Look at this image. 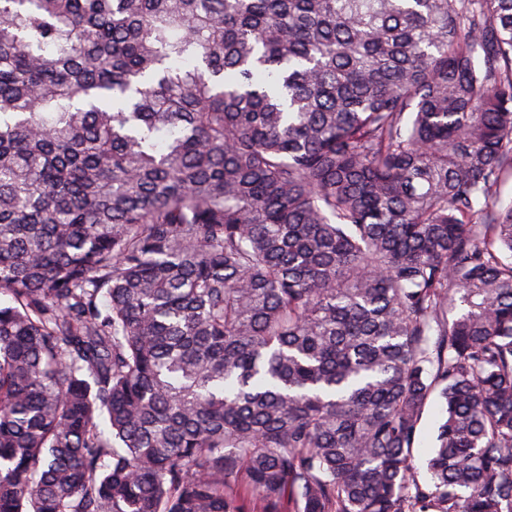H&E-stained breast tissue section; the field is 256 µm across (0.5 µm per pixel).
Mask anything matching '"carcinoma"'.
Returning <instances> with one entry per match:
<instances>
[{
	"instance_id": "carcinoma-1",
	"label": "carcinoma",
	"mask_w": 512,
	"mask_h": 512,
	"mask_svg": "<svg viewBox=\"0 0 512 512\" xmlns=\"http://www.w3.org/2000/svg\"><path fill=\"white\" fill-rule=\"evenodd\" d=\"M509 181L512 0H0V512H512ZM438 417V408L436 402L431 400L424 412L419 425L418 438L415 445V463L421 476L425 474V461L433 446L434 431Z\"/></svg>"
}]
</instances>
